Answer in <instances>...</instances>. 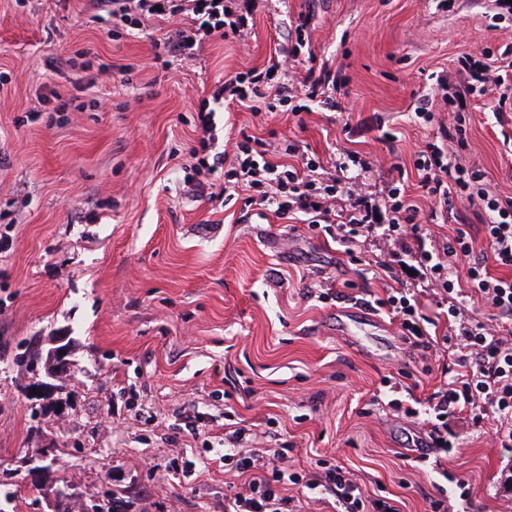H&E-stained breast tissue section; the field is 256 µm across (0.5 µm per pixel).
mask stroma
Here are the masks:
<instances>
[{
	"label": "stroma",
	"mask_w": 512,
	"mask_h": 512,
	"mask_svg": "<svg viewBox=\"0 0 512 512\" xmlns=\"http://www.w3.org/2000/svg\"><path fill=\"white\" fill-rule=\"evenodd\" d=\"M84 0H0V477L28 449L52 454L38 495L0 499V512H53L70 484L71 512L115 491L121 512H224L244 477L212 463L218 436L244 429L253 448L292 447L296 469L318 460L352 471L365 493L399 500L402 512H512V447L469 415L448 421L447 455L425 440L405 408L425 402L441 358L404 343L386 312L364 308L410 284L397 256L415 248L377 239L361 261L330 237L243 201L213 208L184 186L181 167L197 144L202 86L228 72L270 64L294 46L290 21L313 13L310 48L341 79L338 109L298 95L299 115L254 116L235 108L227 124L269 143L295 139L333 172L357 154L360 189L378 199L453 110L435 120L414 110L444 75L462 83L465 52L512 46V17L492 0H252V29L202 47L195 62L150 67L151 41L182 27L144 21L108 38L83 17ZM111 64L88 83L82 61ZM68 111H57L59 100ZM468 98L465 150L457 160L512 196V110ZM332 289L325 302L311 289ZM66 334L70 369L57 380L63 413L31 417L34 380L19 353ZM406 364L400 408L370 399ZM196 467L180 475L184 462Z\"/></svg>",
	"instance_id": "35a3bbf8"
}]
</instances>
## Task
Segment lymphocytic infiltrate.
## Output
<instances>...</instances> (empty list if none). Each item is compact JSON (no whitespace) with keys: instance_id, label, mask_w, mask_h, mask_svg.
I'll use <instances>...</instances> for the list:
<instances>
[{"instance_id":"obj_1","label":"lymphocytic infiltrate","mask_w":512,"mask_h":512,"mask_svg":"<svg viewBox=\"0 0 512 512\" xmlns=\"http://www.w3.org/2000/svg\"><path fill=\"white\" fill-rule=\"evenodd\" d=\"M113 27L140 26L143 17L185 16L186 28L152 42V63L168 68L170 59L194 61L208 42L241 37L248 32L249 0H90ZM458 72L468 79L465 92L449 93L446 78L436 80L444 104H462L465 95L486 96L498 92L497 110L512 101V46L505 47L498 62L466 53L457 59ZM295 94L288 79V63L279 60L264 69L225 74L197 111L198 146L183 182L193 191L208 193L211 202L225 205L237 190L249 193L248 206L257 213L272 211L297 217L300 223L336 240L343 254L354 256L368 239L403 240L421 238L415 221L416 207L408 198L404 180L391 181L382 203L371 202L357 191L348 177L349 166L359 165L355 154L340 162L339 176L327 177L321 164L305 155L299 141L280 143V158L272 160L266 142L242 135L232 162H225L220 149L216 108L223 104L246 107L254 114L284 110L298 114ZM439 141L429 142L414 162L417 185L431 199L432 220H447L457 202L466 201L477 211L479 225L459 224L441 245L419 249L415 261L422 276L429 278L447 300L445 315L456 339L461 373L441 379L428 407L426 424L440 450H448V419L463 411L492 410L495 432L512 444V336L497 335L476 315L462 313L453 299L456 268H464L468 290L489 305L493 318L512 322V197L489 194L483 187L486 174L480 168L455 165L445 142L466 145V118L456 114L453 125H439ZM346 197L349 206L337 209L336 200ZM482 249H475V242ZM507 269V276H492L491 267ZM378 307L398 318L404 339L416 349L430 348L428 331L434 319L422 290L403 288L377 299ZM240 431L226 434L218 442L217 459L246 475L242 491L226 499L224 512H282L277 490L299 485L312 493L335 497L336 512H401L396 500L365 495L356 477L336 465L316 471H295L286 452L266 457L259 450L241 445Z\"/></svg>"}]
</instances>
